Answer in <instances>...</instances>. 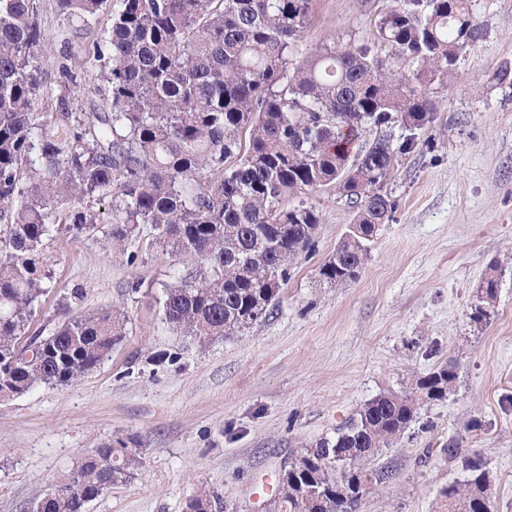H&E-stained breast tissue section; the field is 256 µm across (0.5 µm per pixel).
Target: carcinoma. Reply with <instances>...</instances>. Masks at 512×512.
Here are the masks:
<instances>
[{
  "label": "carcinoma",
  "instance_id": "1",
  "mask_svg": "<svg viewBox=\"0 0 512 512\" xmlns=\"http://www.w3.org/2000/svg\"><path fill=\"white\" fill-rule=\"evenodd\" d=\"M60 11L93 16L103 0H56ZM312 0H119L96 45L110 94L86 111L72 97L63 63L47 108L36 111L53 50L39 25L41 0H0V398L37 386H69L94 371L126 336L117 308L75 313L41 337L43 355L14 359L47 292L45 242L61 224L75 236L99 226L119 243L140 239L187 265L164 286L165 318L201 343L242 330L268 311L288 262L312 244L313 206L289 207L299 191L330 186L355 204L363 236L340 244L320 275L356 279L365 238L388 222L394 203L375 191L398 156L436 119L434 82H447L457 56L484 37L468 0H386L377 36L322 45L288 66ZM411 119L395 145L377 139L350 163L367 126ZM355 173L347 180L345 175ZM99 204L104 211L93 209ZM266 227L259 237L255 227ZM496 280L477 292L473 315L489 316ZM456 374L444 365L404 395L365 403L350 425L304 449L282 472L273 512H357L369 492L358 463L392 443L413 421L417 401L445 398ZM114 448L70 476L79 493L39 497L35 512H84L112 483L130 477L133 455ZM348 469L337 474L331 460ZM487 473L474 465L443 492L448 512H471ZM204 492L185 512H212Z\"/></svg>",
  "mask_w": 512,
  "mask_h": 512
}]
</instances>
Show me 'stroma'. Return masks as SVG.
<instances>
[{
    "label": "stroma",
    "instance_id": "obj_1",
    "mask_svg": "<svg viewBox=\"0 0 512 512\" xmlns=\"http://www.w3.org/2000/svg\"><path fill=\"white\" fill-rule=\"evenodd\" d=\"M117 7L104 0L83 19L43 0L44 40L75 72L82 107L107 94L93 42ZM470 8L485 36L460 53L447 84L431 86L437 118L384 184L394 212L355 282L319 273L356 212L328 188L288 200L314 206L319 224L269 313L205 344L165 319L162 287L182 267L150 233L120 245L63 229L47 242L50 288L31 331L52 329L58 304L79 289L78 311L121 307L126 335L77 383L0 401V512H31L106 446L140 464L85 512H185L202 489L214 512H265L303 449L445 364L456 371L447 397L419 403L400 438L360 461L372 491L358 512H445L441 492L470 459L490 477L492 512H512V78H494L512 69V0ZM378 19L375 0H312L294 54L371 41ZM490 276L493 313L476 323L477 287Z\"/></svg>",
    "mask_w": 512,
    "mask_h": 512
}]
</instances>
